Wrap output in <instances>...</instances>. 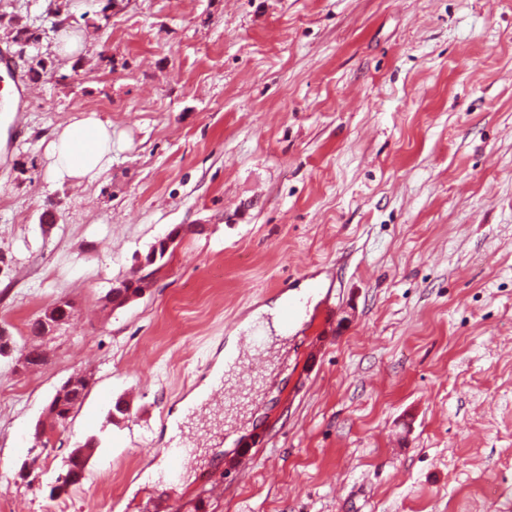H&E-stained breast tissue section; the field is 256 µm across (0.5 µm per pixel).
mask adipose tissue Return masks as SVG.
<instances>
[{
	"mask_svg": "<svg viewBox=\"0 0 512 512\" xmlns=\"http://www.w3.org/2000/svg\"><path fill=\"white\" fill-rule=\"evenodd\" d=\"M46 158L56 178L94 182L112 165V127L92 113L57 126Z\"/></svg>",
	"mask_w": 512,
	"mask_h": 512,
	"instance_id": "ef3b65f1",
	"label": "adipose tissue"
}]
</instances>
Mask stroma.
I'll list each match as a JSON object with an SVG mask.
<instances>
[{
	"label": "stroma",
	"instance_id": "35a3bbf8",
	"mask_svg": "<svg viewBox=\"0 0 512 512\" xmlns=\"http://www.w3.org/2000/svg\"><path fill=\"white\" fill-rule=\"evenodd\" d=\"M21 28L33 95L0 149L6 512H512V0H0V45ZM71 31L85 48L60 57ZM89 112L111 168L54 179L50 132ZM181 225L146 294L106 306ZM285 296L303 311L287 354L184 421L197 456L158 487L170 418L234 320ZM60 298L47 363L23 367L28 323ZM76 372L84 405L36 444ZM255 432L237 479L225 439ZM96 434L86 479L55 491ZM335 315L336 307L327 302L322 311V316H320V330L315 333L317 336L308 348L309 355H316L322 345L324 336L333 333V325L336 322ZM96 444V446L94 445ZM100 444V438L97 436L89 437L82 445L78 446V448H74L67 457V461L65 466L67 467L66 473L64 476H58L56 479V483L59 485L54 486V489H60L65 485L72 484V481L76 475V469H84L85 465L92 454L84 455L80 452L79 448L81 447H92L97 448ZM94 445V446H92Z\"/></svg>",
	"mask_w": 512,
	"mask_h": 512
}]
</instances>
